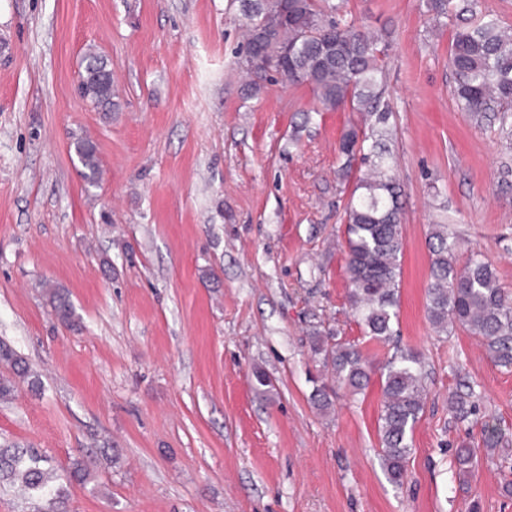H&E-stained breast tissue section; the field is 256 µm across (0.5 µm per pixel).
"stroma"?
<instances>
[{
	"mask_svg": "<svg viewBox=\"0 0 512 512\" xmlns=\"http://www.w3.org/2000/svg\"><path fill=\"white\" fill-rule=\"evenodd\" d=\"M342 0L379 40L380 107L402 191L399 344L422 355L426 403L402 486L379 457L381 393L310 395L313 329L359 343L343 237L354 176L339 138L364 113L319 111L305 85L251 90L241 0H0V340L38 374L0 401V445L55 466L87 457L70 512H512V370L427 315L428 237L456 234L512 292V137L453 95V0ZM118 107L79 90L87 51ZM91 140L98 182L74 150ZM67 294L73 325L47 298ZM273 381L253 387L254 370ZM481 397L471 427L448 411ZM496 424L501 449L460 481L454 450ZM475 397L474 390L471 388L467 393H455L448 397V410L456 421H467L475 413L476 402L473 400Z\"/></svg>",
	"mask_w": 512,
	"mask_h": 512,
	"instance_id": "obj_1",
	"label": "stroma"
}]
</instances>
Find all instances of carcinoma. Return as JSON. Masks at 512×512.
Listing matches in <instances>:
<instances>
[{
	"instance_id": "carcinoma-1",
	"label": "carcinoma",
	"mask_w": 512,
	"mask_h": 512,
	"mask_svg": "<svg viewBox=\"0 0 512 512\" xmlns=\"http://www.w3.org/2000/svg\"><path fill=\"white\" fill-rule=\"evenodd\" d=\"M478 0H466L463 10L473 22L454 33L449 62L454 76L453 94L461 108L480 118L499 115L500 128L512 129V30L489 14L477 12ZM247 41L241 65L251 88L279 79L311 87L325 110L347 104L374 118L367 132L351 127L341 136L339 152L350 164L360 159L365 173L357 179L347 208L346 273L351 285L350 302L357 323L371 340H393L399 306L400 256L403 250L400 188L389 174L390 164L382 140L389 113L378 109L381 96V50L378 39L355 22L336 20V6L329 0H243ZM81 93L96 106H112V83L105 80V59L86 54ZM92 184L99 171L93 143H74ZM431 282L427 291V314L439 330L460 327L480 338L490 359L512 367V295L504 290L493 264L478 253L460 258L457 239L443 224L428 238ZM49 303L59 321L72 320V307L55 290ZM309 346L330 371L337 385L353 392L364 390L372 366L363 350L344 341L335 332L317 331ZM0 362L19 377L31 376L26 360L9 344L0 341ZM383 406L378 421L380 458L389 481L402 484L413 447V430L425 405L422 362L408 349L396 348L380 372ZM335 390L314 387L311 401L319 410L332 405ZM474 390L448 397V410L458 422L476 411ZM457 474L469 476L478 464L477 448L464 441L454 452ZM88 479V465L73 460L60 473L49 456L33 448H0V485L19 487L30 512H69V489Z\"/></svg>"
}]
</instances>
